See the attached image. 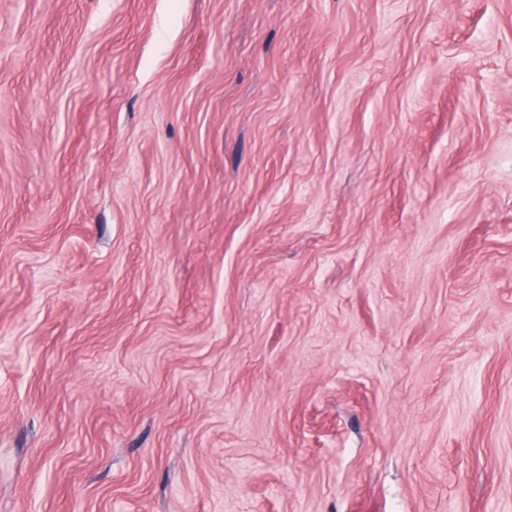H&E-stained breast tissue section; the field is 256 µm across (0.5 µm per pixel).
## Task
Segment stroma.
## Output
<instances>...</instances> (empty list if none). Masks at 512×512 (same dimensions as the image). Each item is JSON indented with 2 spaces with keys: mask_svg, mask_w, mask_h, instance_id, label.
<instances>
[{
  "mask_svg": "<svg viewBox=\"0 0 512 512\" xmlns=\"http://www.w3.org/2000/svg\"><path fill=\"white\" fill-rule=\"evenodd\" d=\"M0 512H512V0H0Z\"/></svg>",
  "mask_w": 512,
  "mask_h": 512,
  "instance_id": "35a3bbf8",
  "label": "stroma"
}]
</instances>
